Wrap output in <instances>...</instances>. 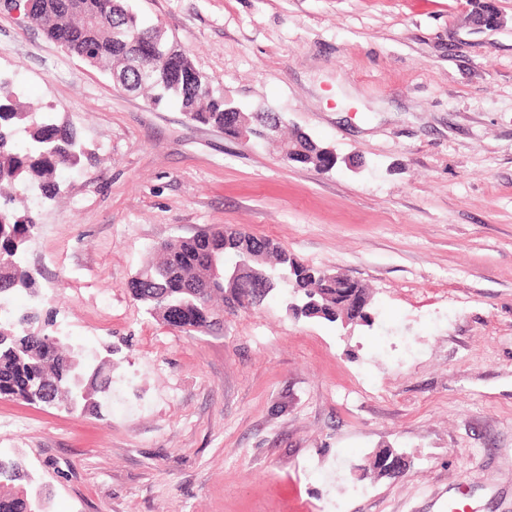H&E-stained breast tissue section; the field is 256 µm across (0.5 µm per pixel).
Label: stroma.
Segmentation results:
<instances>
[{"label": "stroma", "mask_w": 512, "mask_h": 512, "mask_svg": "<svg viewBox=\"0 0 512 512\" xmlns=\"http://www.w3.org/2000/svg\"><path fill=\"white\" fill-rule=\"evenodd\" d=\"M227 98L359 160L284 163L115 87L0 10V77L92 152L26 193L46 330L112 357L101 412L0 397L49 512H512V0H130ZM234 225L369 288L371 325L284 301L185 333L127 289ZM404 453L402 478L362 476ZM382 454L398 455V456H400V458H403L402 454L397 453L396 451H394L391 448H385V449L380 450L377 454H375V456L371 459V461H368L369 462L368 465L360 467V469L366 473L369 472L375 478L397 479V478L404 476V474L407 470V466L403 462V460H394V461L389 460V462H393L394 464L397 465V467L399 469H401L403 471L402 475L400 477H397L396 475L389 472L385 467H383L382 463H379L378 457L381 456Z\"/></svg>", "instance_id": "35a3bbf8"}]
</instances>
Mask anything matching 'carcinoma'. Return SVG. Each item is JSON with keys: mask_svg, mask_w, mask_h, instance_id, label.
<instances>
[{"mask_svg": "<svg viewBox=\"0 0 512 512\" xmlns=\"http://www.w3.org/2000/svg\"><path fill=\"white\" fill-rule=\"evenodd\" d=\"M29 21L52 41L68 40L82 61L107 74L121 70L131 48L113 38V29L131 27L151 34L178 52L179 68L171 72L163 60L150 63L152 74L142 80L135 72L126 82L138 87L155 107H175L191 122L211 125L230 137L246 124L251 139L277 144L289 151L282 160L319 169L329 161L328 146L306 134L281 138L283 122H271L266 113L243 109L226 112L224 92L209 76L198 71L190 57L165 32L142 20L128 0H31ZM23 131L27 145L19 147L17 133ZM77 134L68 126L38 112L0 80V297L31 292L36 280L20 260L24 243L34 233L35 219L21 209L24 197L18 190L31 185L41 195L54 199L60 193L57 172L75 167L88 157ZM254 254L250 267L234 279H210V263L228 265L241 251ZM155 261L142 268L129 282L132 298L146 314L163 318L167 308L182 312L181 329L207 332L224 324L221 313L250 310L288 292L316 305L303 313L306 318L330 322L352 316L356 306L372 303L370 292L358 282L343 285L333 273L307 265L276 240L258 237L244 229L214 227L196 236L157 248ZM39 308L10 310L0 316V397L26 403L45 402L42 390L53 389L52 404L68 405L74 392H85L82 409L100 410L101 400L112 388V376L102 361L86 365L71 348L64 352V339L35 329ZM28 476L18 461L0 459V486L11 492L0 496V512H39L24 482Z\"/></svg>", "mask_w": 512, "mask_h": 512, "instance_id": "carcinoma-1", "label": "carcinoma"}]
</instances>
